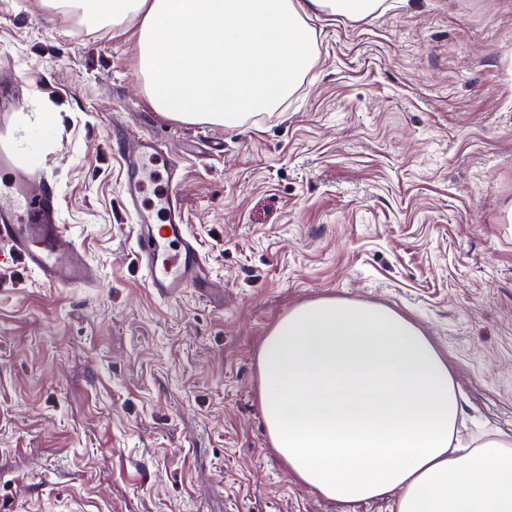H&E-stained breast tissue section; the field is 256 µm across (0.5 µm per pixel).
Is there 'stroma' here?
I'll use <instances>...</instances> for the list:
<instances>
[{
  "label": "stroma",
  "mask_w": 512,
  "mask_h": 512,
  "mask_svg": "<svg viewBox=\"0 0 512 512\" xmlns=\"http://www.w3.org/2000/svg\"><path fill=\"white\" fill-rule=\"evenodd\" d=\"M308 23L315 60L237 127L157 112L134 22L0 0L5 138L99 281L0 263V512H392L301 486L271 448L258 353L319 298L382 304L447 359L463 439L512 434V0H385ZM56 115L42 133L44 113ZM182 173L210 283L161 301L136 262L113 120Z\"/></svg>",
  "instance_id": "obj_1"
}]
</instances>
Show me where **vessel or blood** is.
Segmentation results:
<instances>
[{"label":"vessel or blood","instance_id":"1","mask_svg":"<svg viewBox=\"0 0 512 512\" xmlns=\"http://www.w3.org/2000/svg\"><path fill=\"white\" fill-rule=\"evenodd\" d=\"M124 172V203L135 216L137 262L157 299L181 295L197 282L205 265L196 237L184 221L177 193L179 169L166 168V185L152 207L142 199L146 183L154 176L151 162L161 152L157 141L136 135L119 144ZM0 171L8 180L0 187V246L22 257L40 279L50 286L88 287L98 278L83 251L58 224L59 200L51 185L30 168H16L9 150L0 147Z\"/></svg>","mask_w":512,"mask_h":512}]
</instances>
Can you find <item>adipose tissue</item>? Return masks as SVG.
Returning a JSON list of instances; mask_svg holds the SVG:
<instances>
[{
  "mask_svg": "<svg viewBox=\"0 0 512 512\" xmlns=\"http://www.w3.org/2000/svg\"><path fill=\"white\" fill-rule=\"evenodd\" d=\"M86 19L138 23L153 107L235 127L276 111L314 62L307 10L350 19L383 0H65ZM272 448L302 485L395 512H512V436L461 443L447 360L396 310L333 298L280 318L258 356Z\"/></svg>",
  "mask_w": 512,
  "mask_h": 512,
  "instance_id": "adipose-tissue-1",
  "label": "adipose tissue"
}]
</instances>
